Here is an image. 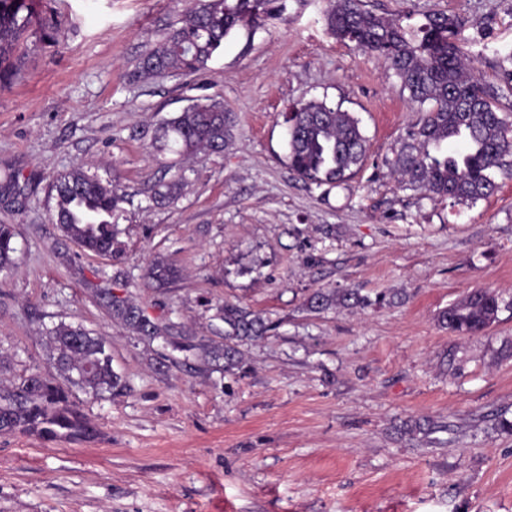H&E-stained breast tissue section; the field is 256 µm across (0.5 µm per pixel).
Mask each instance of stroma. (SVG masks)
<instances>
[{
    "label": "stroma",
    "mask_w": 512,
    "mask_h": 512,
    "mask_svg": "<svg viewBox=\"0 0 512 512\" xmlns=\"http://www.w3.org/2000/svg\"><path fill=\"white\" fill-rule=\"evenodd\" d=\"M366 2L411 39L428 15L459 16L481 82L512 71V0ZM192 5L41 0L61 38L21 43L0 89V224L17 247L0 272V389L58 378L47 332L62 322L101 337L123 383L67 387L90 438L0 432V512H512V308L474 335L438 322L476 289L512 298V178L469 206L402 188L393 161L421 113L380 58L330 33L327 0H288L204 73L143 76ZM204 95L234 112L232 144L156 154L155 132ZM310 100L361 122L367 156L346 183L288 165L285 115ZM172 163L182 185L155 202ZM79 165L123 197L106 256L51 221L50 186ZM160 257L178 274L156 288ZM319 288L370 304L314 313ZM106 290L198 339H221L228 300L272 329L227 372L114 321ZM418 418L443 429L398 433Z\"/></svg>",
    "instance_id": "obj_1"
}]
</instances>
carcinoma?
Instances as JSON below:
<instances>
[{
  "instance_id": "cac0c4a2",
  "label": "carcinoma",
  "mask_w": 512,
  "mask_h": 512,
  "mask_svg": "<svg viewBox=\"0 0 512 512\" xmlns=\"http://www.w3.org/2000/svg\"><path fill=\"white\" fill-rule=\"evenodd\" d=\"M285 10L286 0H198L181 25L145 55L141 74L199 73L234 31L258 26ZM324 19L336 39L380 57L408 91L410 101L426 107L394 159L407 187L428 197L474 204L495 191L496 174L512 175V116L499 108L497 91L483 86L465 68V54L452 41L459 19L444 13L428 17L416 42L406 38L398 23L367 8L365 0H328ZM35 26L42 36L56 40L57 32L40 18L36 0H0V88L13 78L14 49ZM286 124L288 165L298 177L333 185L351 178L363 164L367 138L351 113L311 100L290 113ZM234 127V115L224 102L203 96L166 120L157 149L184 158L218 153L232 140ZM51 195V220L65 236L88 252H112L122 201L117 185L76 167L53 181ZM15 237L13 225L0 224V272L15 264ZM174 276L175 268L164 261L150 272L158 283ZM106 299L112 317L137 335L162 338L176 349L184 348L173 336L175 326L149 319L128 297L110 293ZM503 303L495 291L475 290L442 311L439 322L452 332L479 333L497 320ZM366 304L368 299L354 289L320 288L306 300L314 312ZM222 315L224 342L199 341L189 348L213 361L224 360V370L229 372L242 364L241 346L263 338L271 326L259 314L230 302L224 303ZM49 341L55 363L71 386L93 396L121 391V377L112 369L100 337L80 325L61 323L49 331ZM59 429L69 437L88 431L78 410L53 381L31 377L12 391H0V431L55 435Z\"/></svg>"
}]
</instances>
